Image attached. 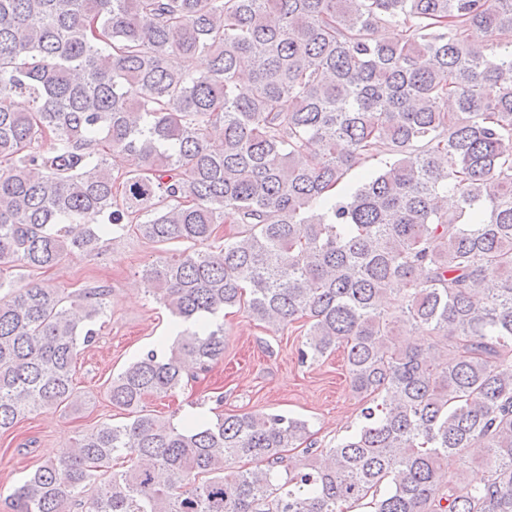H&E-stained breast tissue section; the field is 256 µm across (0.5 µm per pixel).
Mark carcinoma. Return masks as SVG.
<instances>
[{
    "label": "carcinoma",
    "instance_id": "1",
    "mask_svg": "<svg viewBox=\"0 0 512 512\" xmlns=\"http://www.w3.org/2000/svg\"><path fill=\"white\" fill-rule=\"evenodd\" d=\"M507 142L512 0H0V433L74 406L110 292L15 268L128 228L192 248L137 273L183 330L112 378L132 422L46 459L12 512H512ZM233 308L303 323V364L343 349L353 431L317 448L286 414L142 409L224 360ZM473 448L481 485L445 465Z\"/></svg>",
    "mask_w": 512,
    "mask_h": 512
}]
</instances>
